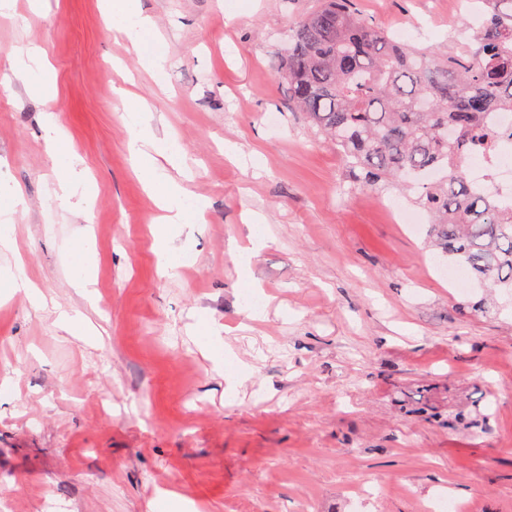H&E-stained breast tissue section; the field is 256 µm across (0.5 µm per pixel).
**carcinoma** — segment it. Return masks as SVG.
Instances as JSON below:
<instances>
[{
	"label": "carcinoma",
	"instance_id": "cac0c4a2",
	"mask_svg": "<svg viewBox=\"0 0 512 512\" xmlns=\"http://www.w3.org/2000/svg\"><path fill=\"white\" fill-rule=\"evenodd\" d=\"M352 2L321 0L292 26L282 68L291 110L336 144L364 188L448 168L445 182L419 184L433 244L481 287L512 292V208L461 168L465 149L487 140L488 113L512 105V0H483L466 63L396 40Z\"/></svg>",
	"mask_w": 512,
	"mask_h": 512
}]
</instances>
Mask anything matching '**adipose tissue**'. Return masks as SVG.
Listing matches in <instances>:
<instances>
[{"label":"adipose tissue","instance_id":"obj_1","mask_svg":"<svg viewBox=\"0 0 512 512\" xmlns=\"http://www.w3.org/2000/svg\"><path fill=\"white\" fill-rule=\"evenodd\" d=\"M108 13L112 28L124 35L132 45H140L144 36L154 28L153 19L143 14L139 0H110ZM15 75L26 81L30 93L42 100H52L56 90V75L46 54L38 49H29L16 56ZM145 106L135 102L130 106V150L138 177L155 196L163 210L162 227L156 239L157 254L164 270L179 266L180 261L166 249V242L177 225L203 220L206 205L187 194L178 184L171 182L164 172L165 166L181 167L182 158L175 144H167L158 152L143 149L149 136L147 125L141 114ZM48 142L53 149L57 167L62 175L57 199L61 206L78 207L90 202L95 187L79 157L61 136L55 124H48Z\"/></svg>","mask_w":512,"mask_h":512}]
</instances>
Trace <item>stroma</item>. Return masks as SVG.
<instances>
[{"mask_svg":"<svg viewBox=\"0 0 512 512\" xmlns=\"http://www.w3.org/2000/svg\"><path fill=\"white\" fill-rule=\"evenodd\" d=\"M140 0V46L107 27L104 0H15L0 15V183L23 198L0 268L23 265L42 306L0 295V512H427L447 491L467 512H512V297L443 279L449 262L354 186L341 154L288 107L282 48L318 0ZM413 46L469 56L463 0H355ZM38 46L57 95L27 94L13 52ZM163 52L162 79L141 55ZM151 140H175L172 181L208 203L167 242L134 173L125 105ZM53 113L97 185L85 211L58 206L45 139ZM234 147L228 156L226 147ZM260 219L265 235L247 264ZM93 244L74 287L69 254ZM259 287L264 314L242 305ZM80 317L74 332L61 313ZM229 353L217 364L206 343ZM70 269L75 284L86 287L93 279L92 250L86 237L77 240L71 249Z\"/></svg>","mask_w":512,"mask_h":512,"instance_id":"35a3bbf8","label":"stroma"}]
</instances>
